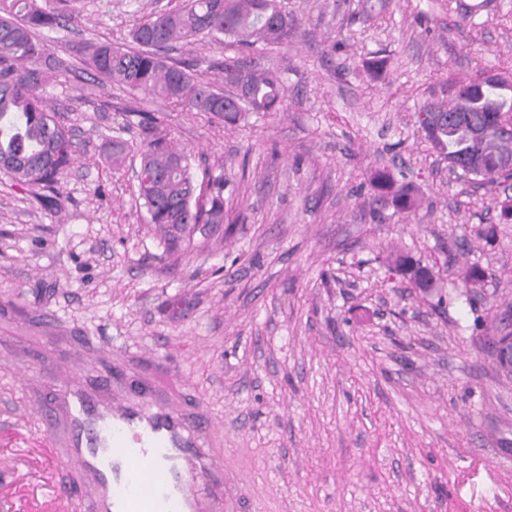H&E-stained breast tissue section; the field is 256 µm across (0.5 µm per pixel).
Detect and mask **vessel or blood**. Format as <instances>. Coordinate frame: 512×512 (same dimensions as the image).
Masks as SVG:
<instances>
[{
    "mask_svg": "<svg viewBox=\"0 0 512 512\" xmlns=\"http://www.w3.org/2000/svg\"><path fill=\"white\" fill-rule=\"evenodd\" d=\"M112 377L56 371L51 405L31 413L75 470L81 512H241L224 467V431L202 407L172 392L183 376L159 378L112 352ZM148 495H140V485Z\"/></svg>",
    "mask_w": 512,
    "mask_h": 512,
    "instance_id": "vessel-or-blood-1",
    "label": "vessel or blood"
}]
</instances>
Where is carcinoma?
<instances>
[{
	"label": "carcinoma",
	"instance_id": "cac0c4a2",
	"mask_svg": "<svg viewBox=\"0 0 512 512\" xmlns=\"http://www.w3.org/2000/svg\"><path fill=\"white\" fill-rule=\"evenodd\" d=\"M63 20V15L40 0H0V158L12 161L8 172L20 185H56L73 160L70 130L43 95L51 73L64 62L50 53L41 37ZM298 26L284 0H184L176 9L155 14L131 32L133 48L95 43L85 46L84 63L96 74L145 97L177 103L205 112L226 124L237 123L246 112H278L284 105V80L273 71L248 70L224 65L226 93L189 72L179 62L162 55L173 44L202 36L221 43L231 39L241 48L257 43L281 45L297 36ZM421 112H433L438 133L430 134L426 121L418 120L434 148L459 162L452 168L457 178L479 184H499L507 178L512 159V138L498 135V125L512 118V79L470 80L448 86V101L427 103ZM132 151L115 137L109 143L112 163L122 162ZM138 199L149 223L165 233L175 249L200 224L224 223V178L212 181L206 200L196 195L187 156L162 138L140 149ZM380 189L402 211L417 203L412 187L393 189L389 175L375 176ZM396 267L412 274L416 287L427 288L431 271L405 257Z\"/></svg>",
	"mask_w": 512,
	"mask_h": 512
}]
</instances>
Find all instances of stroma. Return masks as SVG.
<instances>
[{"instance_id":"obj_1","label":"stroma","mask_w":512,"mask_h":512,"mask_svg":"<svg viewBox=\"0 0 512 512\" xmlns=\"http://www.w3.org/2000/svg\"><path fill=\"white\" fill-rule=\"evenodd\" d=\"M286 2L300 24L288 45L167 52L219 88L228 63L283 75L284 111L231 126L82 62L85 44L130 45L179 0H47L74 19L44 34L66 62L45 95L74 154L50 190L0 169V338L32 368H94L49 324L170 365L222 424L248 503L270 512H512V375L488 347L512 309V222L502 188L457 179L417 123L449 81L512 72V0L471 20L458 0ZM155 136L187 155L198 188L224 178L223 224L181 251L137 198V147ZM115 137L135 146L119 167ZM380 171L419 208L373 204ZM475 264L487 278L468 290ZM29 406L0 355V512H79L65 493L77 477L49 470ZM395 264L399 269L412 274V278L417 288H428L433 281V275L426 266H422L419 263L414 265L405 257H398L395 260Z\"/></svg>"}]
</instances>
